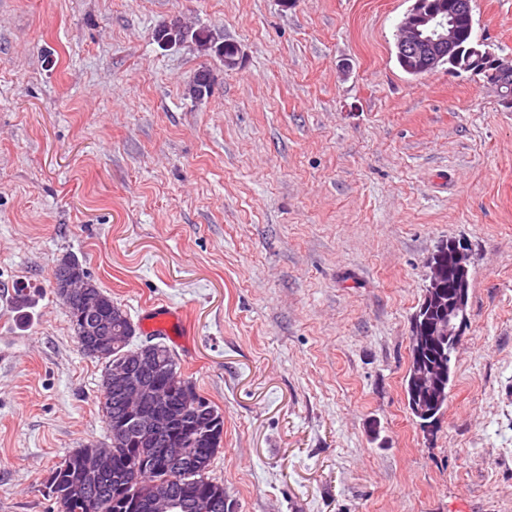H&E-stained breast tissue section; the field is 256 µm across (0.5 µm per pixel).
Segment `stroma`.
I'll list each match as a JSON object with an SVG mask.
<instances>
[{"label": "stroma", "mask_w": 512, "mask_h": 512, "mask_svg": "<svg viewBox=\"0 0 512 512\" xmlns=\"http://www.w3.org/2000/svg\"><path fill=\"white\" fill-rule=\"evenodd\" d=\"M407 7L0 0V512H57L51 469L106 435L103 366L50 286L68 256L135 342L147 306L182 311L226 512H512V111L471 74L404 73ZM176 18L237 66L159 46ZM474 18L512 54V0ZM459 238L469 323L426 434L411 318Z\"/></svg>", "instance_id": "stroma-1"}]
</instances>
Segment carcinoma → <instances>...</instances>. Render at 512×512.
<instances>
[{"instance_id": "carcinoma-1", "label": "carcinoma", "mask_w": 512, "mask_h": 512, "mask_svg": "<svg viewBox=\"0 0 512 512\" xmlns=\"http://www.w3.org/2000/svg\"><path fill=\"white\" fill-rule=\"evenodd\" d=\"M59 264L67 266L76 279L86 283L84 296L97 302L100 314L105 316L112 312V320L107 335L84 336L80 301L74 299L65 303L82 353H87V347L94 342L100 346V354L95 359L104 364L101 411L106 439L75 449L52 469L46 489L57 512H115L126 499L147 502L159 491L168 493L179 503L175 512H191V495L215 500L216 512H224V485L208 476L212 460L223 442L224 417L201 395L191 403L185 400L182 385H190L191 380H181L183 374L174 351L163 342H154L150 354L156 368L147 374V379L157 389L169 392L164 409L168 415L167 433L180 441L185 464L169 462L162 445L141 439L133 403L114 398L107 391L106 380L112 364L118 360L136 369L145 353V345H133L136 328L127 313L96 286L77 260L64 258ZM90 458L100 459L103 466L102 480L95 488L84 485L85 463ZM132 464L139 466L140 479L130 484L124 476Z\"/></svg>"}]
</instances>
